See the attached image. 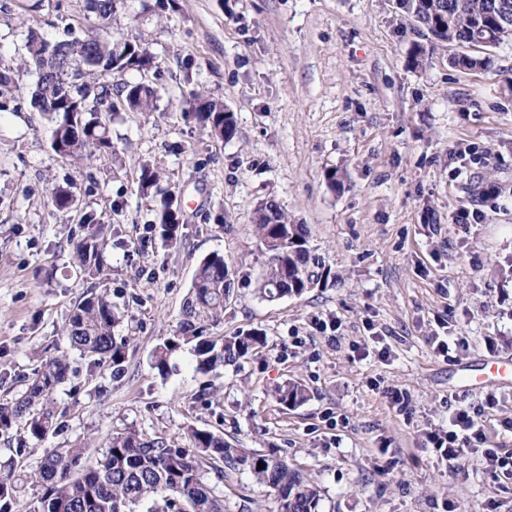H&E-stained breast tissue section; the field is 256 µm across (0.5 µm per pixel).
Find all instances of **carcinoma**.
<instances>
[{"label":"carcinoma","instance_id":"1","mask_svg":"<svg viewBox=\"0 0 512 512\" xmlns=\"http://www.w3.org/2000/svg\"><path fill=\"white\" fill-rule=\"evenodd\" d=\"M397 8L412 19L429 46L416 45L409 64L417 69L439 45L467 40L491 15L512 12V0H397ZM95 21L92 34L50 43L31 31L27 37L24 65L41 73L49 61L57 78L37 79L34 108L49 115L50 148L59 158L77 163L112 149L108 121L115 105L101 110L112 98V88L99 79L116 77L124 71H140L148 60L129 48L128 40L110 32L116 0H93ZM123 105L129 112L156 109L157 89L149 81L120 83ZM192 116L218 138L236 136L234 113L224 103L191 93ZM161 180L159 168L142 162L139 189L149 197ZM158 224L154 231L168 247L179 244L180 214L168 195L157 204ZM252 225L267 262L257 281L258 295L268 301L275 297L299 296L310 288H322L334 278L325 257L310 245L306 224H290L274 200L260 202L253 211ZM107 228L93 225L92 231L73 244V259L85 278L104 276L102 250ZM234 279L226 258L214 254L199 265L183 303L176 335L158 345L152 354L153 368L162 376L169 373L170 357L183 345L190 346L195 369L208 374L220 367L242 365L253 351L266 343L257 330L235 336H212L210 327L224 317L233 297ZM121 323L107 293L84 291L61 330L68 347L88 360L94 368L111 372L118 379L131 337L117 336ZM65 351L45 356L26 380L17 398L0 401V430L25 422L35 439L56 429L54 411L48 405L52 395L69 374ZM273 397L283 406H296L308 399V390L298 382L276 386ZM189 443L180 445L165 436L145 438L129 430L112 436L103 451L90 459L87 448L74 445L51 448L40 466L30 472L19 467L28 452L20 442L10 449L12 456L0 464V512H19L17 494L27 482L37 483L43 493L30 512H224L209 483V475L221 480L224 473L246 471L274 495L277 512H321V492L274 452L234 448L224 437L208 430L192 429ZM262 469H257V464Z\"/></svg>","mask_w":512,"mask_h":512}]
</instances>
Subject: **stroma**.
Masks as SVG:
<instances>
[{
  "label": "stroma",
  "mask_w": 512,
  "mask_h": 512,
  "mask_svg": "<svg viewBox=\"0 0 512 512\" xmlns=\"http://www.w3.org/2000/svg\"><path fill=\"white\" fill-rule=\"evenodd\" d=\"M93 18L89 0H0V70L13 78L0 90V398L19 396L59 343L87 286L72 248L88 223L112 227L96 286L133 342L117 380L71 356L53 397L56 432L36 441L16 423L0 436V460L21 438L33 470L50 448L94 454L130 429L184 444L193 427L277 451L320 489L322 512H512V481L469 448L447 463L426 438L463 407L484 415L489 447L512 452V377L466 384L491 354L486 339L512 359V40L450 43L415 69L408 57L423 38L395 0H119L113 35L139 41L155 66L111 84L148 78L158 108L120 112L111 152L74 164L50 148L22 57L29 32L81 37ZM462 54L489 64L453 65ZM193 90L232 110L234 139L189 117ZM147 159L181 201L175 249L152 231L155 203L138 190ZM489 182L500 198L483 199ZM57 186L70 188L71 209L52 205ZM267 199L309 226L334 273L326 287L272 302L256 294L266 256L251 217ZM464 210L480 223H453ZM214 253L234 271L214 335L256 329L267 344L241 369L207 375L184 347L161 377L151 354ZM451 336L464 347L438 352L436 339ZM286 380L308 400L277 404ZM395 389L410 394L408 413L393 407ZM215 493L224 512H276L245 471Z\"/></svg>",
  "instance_id": "obj_1"
}]
</instances>
